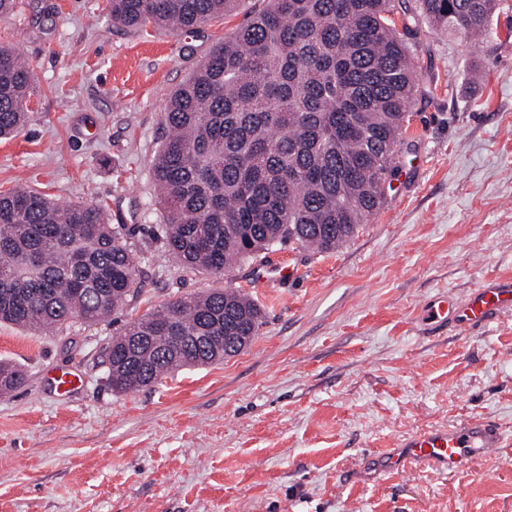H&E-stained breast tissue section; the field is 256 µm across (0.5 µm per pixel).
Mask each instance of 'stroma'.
Segmentation results:
<instances>
[{"label": "stroma", "instance_id": "1", "mask_svg": "<svg viewBox=\"0 0 512 512\" xmlns=\"http://www.w3.org/2000/svg\"><path fill=\"white\" fill-rule=\"evenodd\" d=\"M267 3L178 33L115 24L109 0H17L0 18L34 74L27 124L0 140V192L102 205L141 279L97 323H0V361L25 374L0 398V512H512V309L468 330L426 319L433 298L512 278V0L480 43L417 18L399 167L350 241L277 244L216 278L154 236L150 168L170 93ZM224 288L264 310L247 349L113 392L101 360L123 323ZM55 371L84 384L59 397ZM471 416L498 423V453L375 475L407 436Z\"/></svg>", "mask_w": 512, "mask_h": 512}]
</instances>
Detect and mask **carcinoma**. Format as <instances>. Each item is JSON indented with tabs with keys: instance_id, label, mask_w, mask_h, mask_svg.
I'll return each mask as SVG.
<instances>
[{
	"instance_id": "obj_1",
	"label": "carcinoma",
	"mask_w": 512,
	"mask_h": 512,
	"mask_svg": "<svg viewBox=\"0 0 512 512\" xmlns=\"http://www.w3.org/2000/svg\"><path fill=\"white\" fill-rule=\"evenodd\" d=\"M395 0H270L167 102L151 166L162 236L183 264L224 277L277 242L320 252L349 241L380 207L415 101ZM433 23L490 35L496 0H417ZM239 0H109L112 22L197 29ZM33 71L0 45V137L28 120ZM130 230L93 204L0 194V322L36 331L99 321L138 294ZM232 289L181 297L128 322L105 348L112 390L224 361L262 326ZM24 377L0 363V397Z\"/></svg>"
}]
</instances>
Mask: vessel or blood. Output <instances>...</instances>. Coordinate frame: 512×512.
I'll list each match as a JSON object with an SVG mask.
<instances>
[{"instance_id": "vessel-or-blood-1", "label": "vessel or blood", "mask_w": 512, "mask_h": 512, "mask_svg": "<svg viewBox=\"0 0 512 512\" xmlns=\"http://www.w3.org/2000/svg\"><path fill=\"white\" fill-rule=\"evenodd\" d=\"M512 307V281H492L464 303L453 300L434 302L428 317L438 324H454L469 329L487 322L493 313ZM502 437L497 425L484 418L460 422L445 431H427L408 439L399 454L380 456V467L388 473L405 470L411 463L428 460L455 472L476 453L499 448Z\"/></svg>"}]
</instances>
